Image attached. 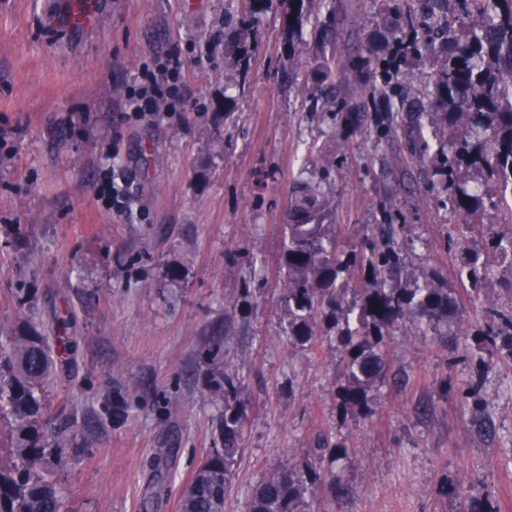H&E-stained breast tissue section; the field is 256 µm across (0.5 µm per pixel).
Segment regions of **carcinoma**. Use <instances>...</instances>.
<instances>
[{
	"instance_id": "obj_1",
	"label": "carcinoma",
	"mask_w": 512,
	"mask_h": 512,
	"mask_svg": "<svg viewBox=\"0 0 512 512\" xmlns=\"http://www.w3.org/2000/svg\"><path fill=\"white\" fill-rule=\"evenodd\" d=\"M287 31L318 23L323 0H285ZM389 19L375 36V51L386 55L358 61L364 95L388 112L390 137L405 138L404 161L424 173L444 209L461 221L448 233V246L468 255L454 287L435 272L400 277L394 229L367 253H348L336 241L335 225L326 223L329 200L319 185L304 182L283 226L278 274L284 287L288 339L301 345L335 333L345 364L338 390L348 410L368 406L386 371L384 337L401 320L421 334L449 328L460 309V290L480 297L484 283L504 260L512 271V231L494 232L481 252L466 247L471 225L493 211L499 223L512 224V0H375ZM253 33L239 28L240 52H225L228 66L244 60ZM320 75L334 81L342 58L328 32L318 45ZM421 71L401 88L398 76ZM363 287L348 288L353 274ZM56 334L34 327L0 323V512H71L61 496L52 463L60 461L68 440H49L40 426L48 415L46 384L71 369L78 348L68 313L54 315ZM478 345L489 356L512 359V310H487ZM212 365L224 380V412L215 419L216 438L197 466L180 499V512H224L236 485L243 429L235 412L239 386L224 375V362L213 352ZM349 449L320 435L307 459L294 467L271 470L247 491L248 512H301L306 496L321 489L331 500L345 488L336 466L348 462ZM171 451L150 461L156 491L144 497L140 512H155Z\"/></svg>"
}]
</instances>
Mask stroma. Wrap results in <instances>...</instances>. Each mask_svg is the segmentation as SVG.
<instances>
[{"instance_id": "1", "label": "stroma", "mask_w": 512, "mask_h": 512, "mask_svg": "<svg viewBox=\"0 0 512 512\" xmlns=\"http://www.w3.org/2000/svg\"><path fill=\"white\" fill-rule=\"evenodd\" d=\"M45 2L0 0V323L44 331L56 309L75 319L73 371L48 395L53 409L68 400L79 442L56 467L71 512H139L149 462L170 448L157 512H178L224 407L215 347L243 422L224 512H248V485L300 464L320 435L352 450L348 492L316 494L306 512H458L468 495L512 512V362L472 346L484 309L512 306L511 272L463 300L451 335L396 325L362 412L337 407L340 351L287 336L277 263L300 181L330 199L346 251L390 224L407 270L455 285L463 265L448 247L458 216L374 125L354 73L321 81L311 24L288 37L284 4L267 0L243 76L224 64L238 30L224 18L242 16L240 0H111L93 35L64 45ZM320 18L353 60L382 22L372 0H326ZM173 63L184 73L173 111L118 121L133 76ZM327 94L358 104L357 120L321 111ZM109 177L124 211L101 195ZM470 385L489 429L460 397Z\"/></svg>"}]
</instances>
